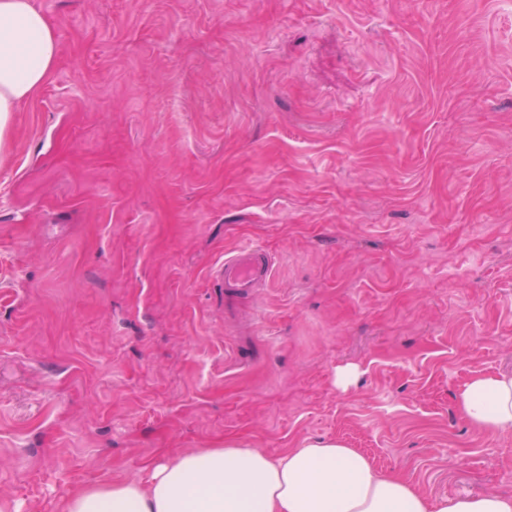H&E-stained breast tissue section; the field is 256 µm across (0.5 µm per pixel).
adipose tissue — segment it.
I'll use <instances>...</instances> for the list:
<instances>
[{"label":"adipose tissue","mask_w":512,"mask_h":512,"mask_svg":"<svg viewBox=\"0 0 512 512\" xmlns=\"http://www.w3.org/2000/svg\"><path fill=\"white\" fill-rule=\"evenodd\" d=\"M58 53L52 22L32 0H0V133L45 84ZM457 407L476 431L512 434V375H472ZM60 512H512V496L433 499L335 439L306 440L276 457L228 441L174 454L143 483L72 491Z\"/></svg>","instance_id":"adipose-tissue-1"}]
</instances>
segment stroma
I'll use <instances>...</instances> for the list:
<instances>
[{"instance_id":"obj_1","label":"stroma","mask_w":512,"mask_h":512,"mask_svg":"<svg viewBox=\"0 0 512 512\" xmlns=\"http://www.w3.org/2000/svg\"><path fill=\"white\" fill-rule=\"evenodd\" d=\"M0 136V512L237 441L512 495V0H33ZM273 275L225 311L227 251ZM353 365L348 389L338 369ZM58 53L52 22L32 0H0V136L9 113L45 84ZM457 407L470 427L500 436L512 434V375L476 373L461 388Z\"/></svg>"}]
</instances>
